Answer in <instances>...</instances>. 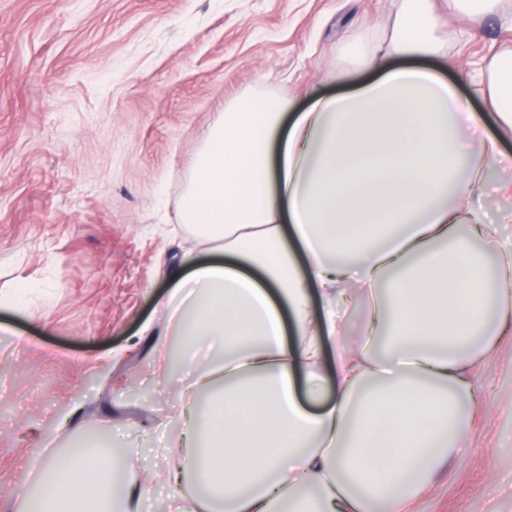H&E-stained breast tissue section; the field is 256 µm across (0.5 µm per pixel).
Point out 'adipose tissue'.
<instances>
[{
    "label": "adipose tissue",
    "instance_id": "ef3b65f1",
    "mask_svg": "<svg viewBox=\"0 0 512 512\" xmlns=\"http://www.w3.org/2000/svg\"><path fill=\"white\" fill-rule=\"evenodd\" d=\"M432 0H403L389 41L357 58L375 81L301 109L245 93L190 165L179 221L209 245L168 273L153 365L197 363L181 393L184 465L169 512H408L465 452L474 369L512 324V240L470 205L512 154L437 70ZM512 134V54L490 65ZM367 305L349 346L350 304ZM336 353L333 378L321 362ZM21 512H137L145 480L118 449L50 452Z\"/></svg>",
    "mask_w": 512,
    "mask_h": 512
}]
</instances>
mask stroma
I'll return each instance as SVG.
<instances>
[{
  "label": "stroma",
  "instance_id": "stroma-1",
  "mask_svg": "<svg viewBox=\"0 0 512 512\" xmlns=\"http://www.w3.org/2000/svg\"><path fill=\"white\" fill-rule=\"evenodd\" d=\"M400 0H0V512L32 461L96 429L149 482L178 456L177 380L146 360L166 272L202 251L177 208L215 114L245 92L307 103L368 80L353 50ZM443 76L512 53V0L482 25L437 0ZM466 453L410 512H512V335L477 367Z\"/></svg>",
  "mask_w": 512,
  "mask_h": 512
}]
</instances>
